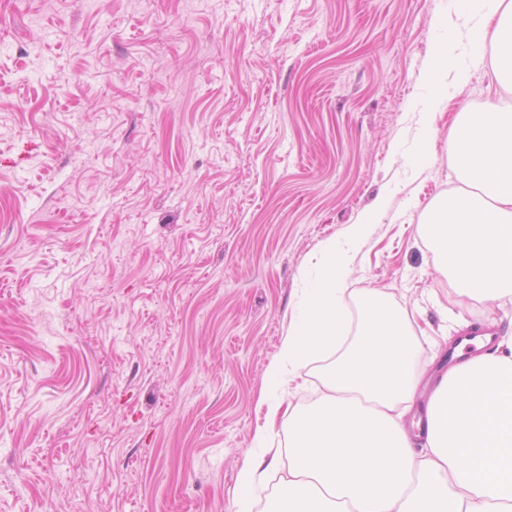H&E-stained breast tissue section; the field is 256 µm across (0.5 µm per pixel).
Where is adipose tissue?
<instances>
[{"mask_svg": "<svg viewBox=\"0 0 512 512\" xmlns=\"http://www.w3.org/2000/svg\"><path fill=\"white\" fill-rule=\"evenodd\" d=\"M490 7L497 83L512 92V0ZM459 188L421 220L458 303L512 304V113L489 105L453 131ZM365 232L323 247L268 377L324 361L325 391L302 407L268 404L288 426V474L264 512H512V335L453 340L455 362L427 376L407 316L376 292L351 323L343 303Z\"/></svg>", "mask_w": 512, "mask_h": 512, "instance_id": "obj_1", "label": "adipose tissue"}]
</instances>
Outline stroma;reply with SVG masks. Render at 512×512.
<instances>
[{"instance_id": "obj_1", "label": "stroma", "mask_w": 512, "mask_h": 512, "mask_svg": "<svg viewBox=\"0 0 512 512\" xmlns=\"http://www.w3.org/2000/svg\"><path fill=\"white\" fill-rule=\"evenodd\" d=\"M457 0H0V512H236L322 245L429 364L472 314L418 233L512 93ZM451 44L447 97L428 74ZM430 142H423L424 129Z\"/></svg>"}]
</instances>
